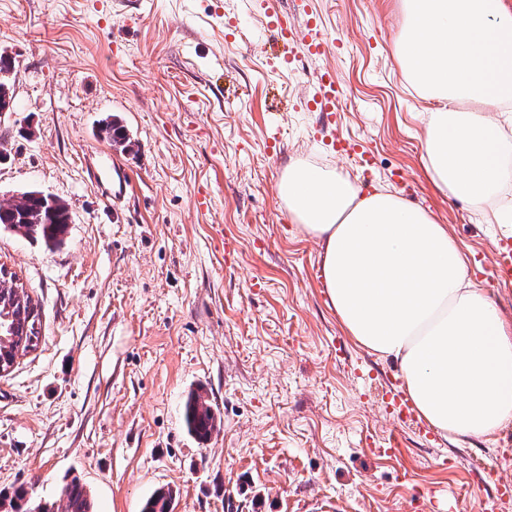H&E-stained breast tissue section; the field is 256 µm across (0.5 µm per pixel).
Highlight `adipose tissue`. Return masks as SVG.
<instances>
[{"label": "adipose tissue", "instance_id": "adipose-tissue-1", "mask_svg": "<svg viewBox=\"0 0 512 512\" xmlns=\"http://www.w3.org/2000/svg\"><path fill=\"white\" fill-rule=\"evenodd\" d=\"M401 58L439 108L426 113L425 169L448 198L512 223L504 171L512 139V7L505 0H405ZM278 195L324 246L323 286L352 339L400 365L420 417L449 439L512 422V328L471 281L464 256L422 209L390 193L360 196L349 176L288 167Z\"/></svg>", "mask_w": 512, "mask_h": 512}]
</instances>
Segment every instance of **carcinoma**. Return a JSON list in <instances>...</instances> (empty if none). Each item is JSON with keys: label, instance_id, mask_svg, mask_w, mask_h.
I'll use <instances>...</instances> for the list:
<instances>
[{"label": "carcinoma", "instance_id": "obj_1", "mask_svg": "<svg viewBox=\"0 0 512 512\" xmlns=\"http://www.w3.org/2000/svg\"><path fill=\"white\" fill-rule=\"evenodd\" d=\"M71 215L67 204L59 198L48 203L38 191H25L14 197L6 206H0V226L9 228L40 241L47 246L60 244L67 233ZM0 318V335H8V328L18 322L25 335L35 334V319L31 318L28 303L17 304ZM183 425L188 434L204 440L216 428V420L208 401L199 392L191 393L183 408ZM66 498L65 512H93L89 491L74 479L62 489ZM173 491L158 490L146 499L142 512H169Z\"/></svg>", "mask_w": 512, "mask_h": 512}]
</instances>
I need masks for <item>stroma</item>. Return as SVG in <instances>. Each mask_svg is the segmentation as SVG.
<instances>
[{
    "label": "stroma",
    "mask_w": 512,
    "mask_h": 512,
    "mask_svg": "<svg viewBox=\"0 0 512 512\" xmlns=\"http://www.w3.org/2000/svg\"><path fill=\"white\" fill-rule=\"evenodd\" d=\"M309 2L330 47L282 70L263 19L294 0H0L14 98L0 112V204L36 190L71 213L53 247L0 227V264L41 309L37 347L0 377V492L54 512L75 478L96 512H140L160 487L171 512H448L459 495L475 512L493 478L512 480V425L428 441L386 414L378 387L399 365L346 334L323 247L278 197L300 162L400 196L480 255L469 276L512 327L498 225L427 177L436 103L396 52L401 0ZM322 68L342 90L332 118L305 107ZM112 119L132 151L102 134ZM332 132L369 149L370 166L335 152ZM107 161L121 195L95 177ZM196 389L222 419L205 441L182 423Z\"/></svg>",
    "instance_id": "1"
}]
</instances>
